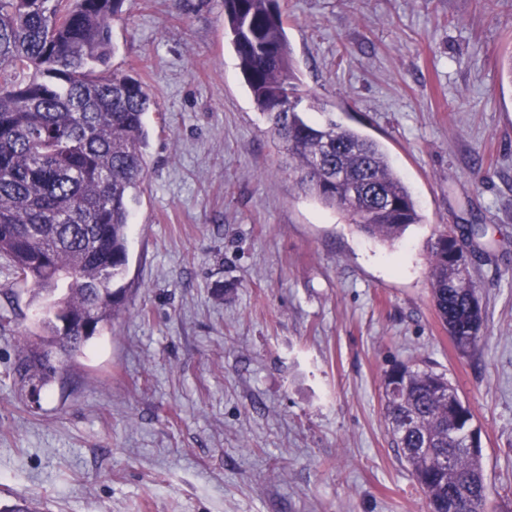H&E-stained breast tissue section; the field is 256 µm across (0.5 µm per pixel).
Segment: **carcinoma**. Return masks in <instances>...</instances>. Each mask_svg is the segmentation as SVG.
<instances>
[{"mask_svg": "<svg viewBox=\"0 0 512 512\" xmlns=\"http://www.w3.org/2000/svg\"><path fill=\"white\" fill-rule=\"evenodd\" d=\"M124 0H0V257L49 300L43 334L18 338L21 388L41 391L112 325L126 302L132 203L155 105L144 82L109 70ZM224 34L288 169L320 203L390 244L418 224L411 192L374 140L305 118L274 0H224ZM431 300L455 346H476L484 311L471 258L443 233L428 253ZM386 420L428 512H488L491 490L470 406L445 374L399 362L383 376ZM448 456L452 467L441 466Z\"/></svg>", "mask_w": 512, "mask_h": 512, "instance_id": "carcinoma-1", "label": "carcinoma"}]
</instances>
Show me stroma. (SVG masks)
Masks as SVG:
<instances>
[{
  "mask_svg": "<svg viewBox=\"0 0 512 512\" xmlns=\"http://www.w3.org/2000/svg\"><path fill=\"white\" fill-rule=\"evenodd\" d=\"M313 121L376 140L421 223L374 241L304 194L254 103L224 0H125L111 67L157 106L128 302L39 396L19 336L40 310L0 259V507L41 512H427L381 378L445 373L512 512V0H279ZM481 224L485 311L460 352L428 246Z\"/></svg>",
  "mask_w": 512,
  "mask_h": 512,
  "instance_id": "1",
  "label": "stroma"
}]
</instances>
